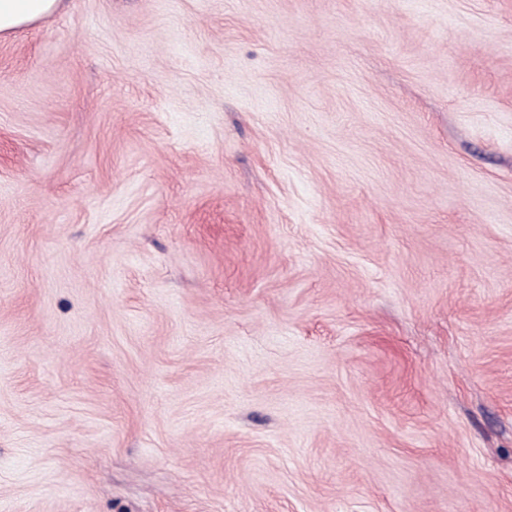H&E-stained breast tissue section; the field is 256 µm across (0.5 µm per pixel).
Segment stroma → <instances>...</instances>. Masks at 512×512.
<instances>
[{
	"label": "stroma",
	"mask_w": 512,
	"mask_h": 512,
	"mask_svg": "<svg viewBox=\"0 0 512 512\" xmlns=\"http://www.w3.org/2000/svg\"><path fill=\"white\" fill-rule=\"evenodd\" d=\"M0 512H512V0L0 37Z\"/></svg>",
	"instance_id": "1"
}]
</instances>
